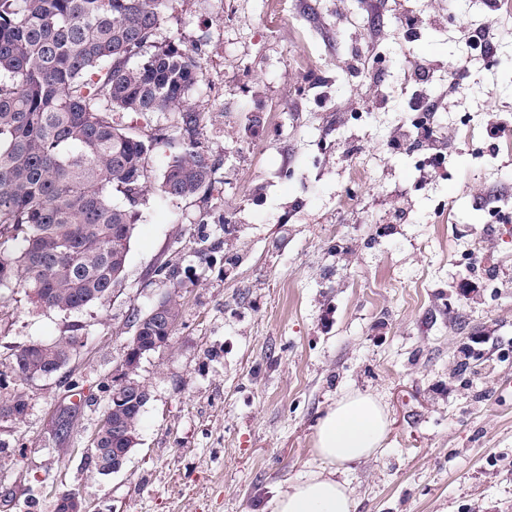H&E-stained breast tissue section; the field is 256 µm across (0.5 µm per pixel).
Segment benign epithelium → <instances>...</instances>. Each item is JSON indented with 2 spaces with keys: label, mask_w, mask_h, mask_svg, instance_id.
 Wrapping results in <instances>:
<instances>
[{
  "label": "benign epithelium",
  "mask_w": 512,
  "mask_h": 512,
  "mask_svg": "<svg viewBox=\"0 0 512 512\" xmlns=\"http://www.w3.org/2000/svg\"><path fill=\"white\" fill-rule=\"evenodd\" d=\"M141 330L142 323L139 322L135 325L134 336L126 344V350L121 361L112 369L111 384L108 385L111 405L104 409L99 420L101 424L110 419L111 413L116 410V406L124 404L130 408H142L150 398L148 386L135 379L134 375L137 373L141 359L151 352L168 347L170 337L153 336L147 338L140 335ZM112 433L118 444V447L112 449V465L105 466L98 461L99 449L87 448L88 456L98 462V470L103 473L118 471L131 450L138 444V433L130 427L116 426L112 428ZM55 512H87V505L79 492L69 490L57 496Z\"/></svg>",
  "instance_id": "1"
}]
</instances>
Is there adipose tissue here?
I'll use <instances>...</instances> for the list:
<instances>
[{
	"instance_id": "1",
	"label": "adipose tissue",
	"mask_w": 512,
	"mask_h": 512,
	"mask_svg": "<svg viewBox=\"0 0 512 512\" xmlns=\"http://www.w3.org/2000/svg\"><path fill=\"white\" fill-rule=\"evenodd\" d=\"M387 428V416L371 396L353 395L330 406L314 436L323 468L278 487L264 512H353L351 490L337 479V470L372 456Z\"/></svg>"
}]
</instances>
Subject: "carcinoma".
<instances>
[{
  "label": "carcinoma",
  "instance_id": "obj_1",
  "mask_svg": "<svg viewBox=\"0 0 512 512\" xmlns=\"http://www.w3.org/2000/svg\"><path fill=\"white\" fill-rule=\"evenodd\" d=\"M172 0H0V288L65 314L105 305L121 283L151 188L214 199L216 161L191 93L199 47L157 34ZM161 115L147 129L123 115ZM169 149L157 185L150 154ZM76 334L33 354L9 349L12 372L47 370Z\"/></svg>",
  "mask_w": 512,
  "mask_h": 512
}]
</instances>
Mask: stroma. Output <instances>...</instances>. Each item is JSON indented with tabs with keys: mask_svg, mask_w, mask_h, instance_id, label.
<instances>
[{
	"mask_svg": "<svg viewBox=\"0 0 512 512\" xmlns=\"http://www.w3.org/2000/svg\"><path fill=\"white\" fill-rule=\"evenodd\" d=\"M406 5L439 24L405 30ZM489 19L487 56L469 36ZM163 28L202 46L192 101L222 194L150 193L106 306L63 314L0 289L13 312L0 398L30 402L0 421V512H53L70 489L93 512H261L278 484L321 468L316 425L351 393L389 421L341 475L354 512H512V17L479 0H174ZM370 41L384 59L353 68ZM467 53L464 90L435 85L446 159L421 168L401 143L408 71ZM175 288L170 345L137 370L150 391L139 443L100 474L84 448L131 314ZM73 327L89 342L60 372L11 371L5 346ZM23 396H24V394L22 392L15 393L13 396H10L8 399L0 402V416H1L2 412L11 409L10 411L5 412L1 416L2 420H10V421L17 422V421H21L25 418V416L27 415L28 410H29V401L26 397H23ZM20 399H21V402H19Z\"/></svg>",
	"mask_w": 512,
	"mask_h": 512,
	"instance_id": "1",
	"label": "stroma"
}]
</instances>
